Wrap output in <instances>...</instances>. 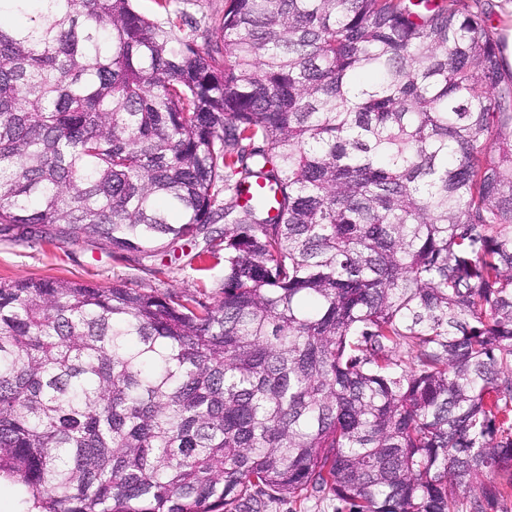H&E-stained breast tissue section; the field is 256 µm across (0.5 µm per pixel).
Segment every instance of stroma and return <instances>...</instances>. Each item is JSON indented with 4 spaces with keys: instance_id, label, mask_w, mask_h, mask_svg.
Listing matches in <instances>:
<instances>
[{
    "instance_id": "stroma-1",
    "label": "stroma",
    "mask_w": 512,
    "mask_h": 512,
    "mask_svg": "<svg viewBox=\"0 0 512 512\" xmlns=\"http://www.w3.org/2000/svg\"><path fill=\"white\" fill-rule=\"evenodd\" d=\"M194 245L174 244L169 264L154 262L144 269L132 259L114 257L111 247L94 238L71 240L60 227H52L45 237L13 229L0 233V280L55 277L99 286L124 282L131 288H152L158 292L183 290L206 298L219 295L224 281L222 261L209 259L197 265Z\"/></svg>"
}]
</instances>
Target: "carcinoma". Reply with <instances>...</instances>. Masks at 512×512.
Segmentation results:
<instances>
[{
    "instance_id": "cac0c4a2",
    "label": "carcinoma",
    "mask_w": 512,
    "mask_h": 512,
    "mask_svg": "<svg viewBox=\"0 0 512 512\" xmlns=\"http://www.w3.org/2000/svg\"><path fill=\"white\" fill-rule=\"evenodd\" d=\"M153 4L0 0V227L141 262L201 235L222 295L0 281V478L26 512L512 498V72L486 13L225 0L214 37Z\"/></svg>"
}]
</instances>
